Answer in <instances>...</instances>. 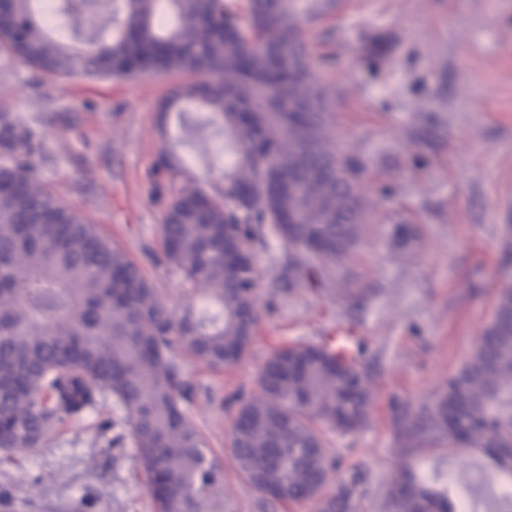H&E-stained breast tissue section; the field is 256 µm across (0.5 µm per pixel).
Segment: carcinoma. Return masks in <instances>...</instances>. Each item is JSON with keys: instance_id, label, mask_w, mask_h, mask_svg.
Instances as JSON below:
<instances>
[{"instance_id": "carcinoma-1", "label": "carcinoma", "mask_w": 512, "mask_h": 512, "mask_svg": "<svg viewBox=\"0 0 512 512\" xmlns=\"http://www.w3.org/2000/svg\"><path fill=\"white\" fill-rule=\"evenodd\" d=\"M13 0L0 13V54L38 75L198 78L181 103L224 131V192L175 188L163 257L207 305L180 317L96 225L41 183V139L0 112V451L40 447L48 433L110 399L147 477L156 512H234L224 468L189 420L192 386L179 357L213 370L240 363L259 322L258 255L277 242L296 278L349 275L364 243L359 163L337 143L329 90L311 75L302 24L329 0ZM362 348L295 342L271 353L240 398L229 436L239 476L265 507L316 502L354 512L363 475L323 493L336 461L325 431L353 432L373 399ZM426 434L488 457L512 483V287L468 360L413 421ZM385 512H458L445 472L408 465L387 485ZM488 512H512L496 490Z\"/></svg>"}]
</instances>
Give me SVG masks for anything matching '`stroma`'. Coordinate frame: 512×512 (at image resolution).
Segmentation results:
<instances>
[{"label": "stroma", "mask_w": 512, "mask_h": 512, "mask_svg": "<svg viewBox=\"0 0 512 512\" xmlns=\"http://www.w3.org/2000/svg\"><path fill=\"white\" fill-rule=\"evenodd\" d=\"M304 36L313 74L332 93L336 135L361 163L369 211L354 291L312 289L289 273L282 248L262 253L249 354L221 372L183 357L194 389L185 410L223 462L236 512H262L228 445L232 399L250 391L274 349L341 333L363 347L374 390L364 427L325 435L340 471L363 473L357 512H383V491L406 462H444L452 490L468 474L494 483L486 457L401 426L474 352L512 287V0H335ZM31 76L0 62V109L41 133L43 185L97 224L176 313L202 306L164 262L160 226L173 186L223 192V134L206 127L186 142L185 118L161 109L178 82L171 75ZM164 153L173 173L153 179ZM397 224L415 230L407 245L392 237ZM122 418L107 401L42 447L0 453V512H155L132 445L109 448L101 437L102 422Z\"/></svg>", "instance_id": "stroma-1"}]
</instances>
